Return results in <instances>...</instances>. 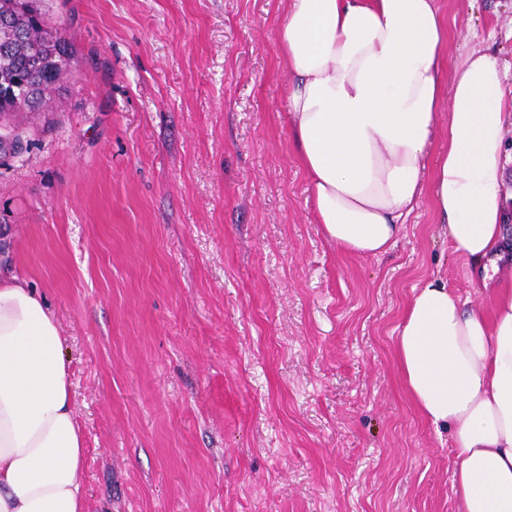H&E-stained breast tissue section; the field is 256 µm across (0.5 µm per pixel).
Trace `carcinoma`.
Returning <instances> with one entry per match:
<instances>
[{
    "label": "carcinoma",
    "instance_id": "cac0c4a2",
    "mask_svg": "<svg viewBox=\"0 0 512 512\" xmlns=\"http://www.w3.org/2000/svg\"><path fill=\"white\" fill-rule=\"evenodd\" d=\"M0 0V122L21 112H50L51 99L72 76L65 27L49 23L35 0Z\"/></svg>",
    "mask_w": 512,
    "mask_h": 512
}]
</instances>
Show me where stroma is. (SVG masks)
Instances as JSON below:
<instances>
[{
  "instance_id": "obj_1",
  "label": "stroma",
  "mask_w": 512,
  "mask_h": 512,
  "mask_svg": "<svg viewBox=\"0 0 512 512\" xmlns=\"http://www.w3.org/2000/svg\"><path fill=\"white\" fill-rule=\"evenodd\" d=\"M74 44L0 157V262L45 297L86 512H458L395 327L430 277L489 309L431 199L383 255L324 237L288 133L282 0H44ZM512 88V0H443Z\"/></svg>"
}]
</instances>
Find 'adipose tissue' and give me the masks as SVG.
<instances>
[{
  "instance_id": "1",
  "label": "adipose tissue",
  "mask_w": 512,
  "mask_h": 512,
  "mask_svg": "<svg viewBox=\"0 0 512 512\" xmlns=\"http://www.w3.org/2000/svg\"><path fill=\"white\" fill-rule=\"evenodd\" d=\"M285 2L277 44L289 134L327 240L385 253L429 188L457 256L483 272L512 262L503 194L512 113L496 58L476 50L449 68L441 0ZM442 135L447 150L431 156ZM395 348L415 405L451 434L459 512H512V279L486 312L426 279ZM68 374L59 321L0 265V512H84Z\"/></svg>"
}]
</instances>
